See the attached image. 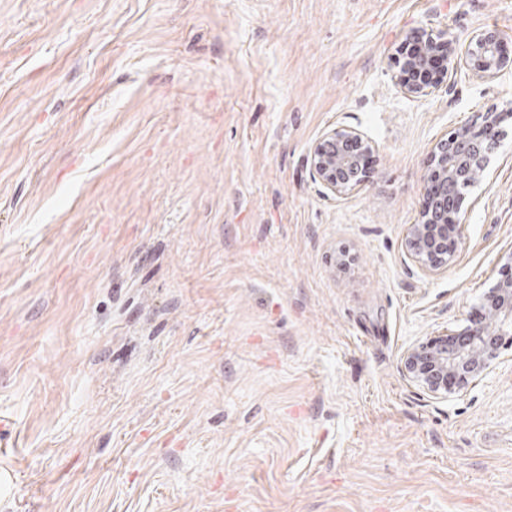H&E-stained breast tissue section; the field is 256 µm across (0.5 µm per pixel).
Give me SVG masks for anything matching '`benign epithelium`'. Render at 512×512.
Wrapping results in <instances>:
<instances>
[{"label":"benign epithelium","instance_id":"7a95c632","mask_svg":"<svg viewBox=\"0 0 512 512\" xmlns=\"http://www.w3.org/2000/svg\"><path fill=\"white\" fill-rule=\"evenodd\" d=\"M500 43L494 30H484L465 44L452 37H433L421 44L413 63L427 62L437 45L448 55L449 71L463 67L480 78H492L512 69V60L498 53ZM395 82L409 96L430 94L403 73ZM502 116L501 112H484L480 124L462 128L435 144L422 212L417 223L407 225L404 235L407 254L422 271L439 274L447 270L452 258L448 236L458 237L463 231L461 219L448 224V210L460 212L463 191L475 186L487 170L489 155L499 143ZM350 145L373 150L371 141L356 128H333L312 144L311 169L324 194L338 197L365 187L360 158L348 149ZM482 307L485 321L408 347L401 359L404 376L435 397L448 395L450 376L460 387L485 376L498 357V338L512 335V279L498 282L484 297Z\"/></svg>","mask_w":512,"mask_h":512}]
</instances>
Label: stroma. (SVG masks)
<instances>
[{
    "instance_id": "obj_1",
    "label": "stroma",
    "mask_w": 512,
    "mask_h": 512,
    "mask_svg": "<svg viewBox=\"0 0 512 512\" xmlns=\"http://www.w3.org/2000/svg\"><path fill=\"white\" fill-rule=\"evenodd\" d=\"M512 0H0V512H512V338L436 398L401 371L512 276V70L411 97L417 34ZM502 112L448 269L434 145ZM354 127L367 186L308 154ZM364 147L366 153L373 150L369 141L356 128L326 131L311 146L310 164L314 179L320 184L324 194L342 196L365 187V178L360 177L361 166H366V153L355 147L361 155L348 149V146Z\"/></svg>"
}]
</instances>
